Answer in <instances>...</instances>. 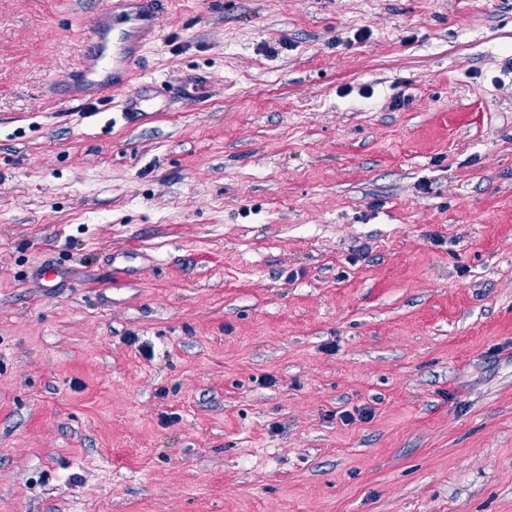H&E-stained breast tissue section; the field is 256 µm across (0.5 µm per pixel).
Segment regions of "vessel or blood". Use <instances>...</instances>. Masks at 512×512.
I'll list each match as a JSON object with an SVG mask.
<instances>
[{
    "label": "vessel or blood",
    "mask_w": 512,
    "mask_h": 512,
    "mask_svg": "<svg viewBox=\"0 0 512 512\" xmlns=\"http://www.w3.org/2000/svg\"><path fill=\"white\" fill-rule=\"evenodd\" d=\"M165 0H100L92 27L95 48L84 70L76 76L90 96L99 101L125 94L126 106L146 111L153 104L147 83H133L132 67L143 47L155 40Z\"/></svg>",
    "instance_id": "obj_1"
}]
</instances>
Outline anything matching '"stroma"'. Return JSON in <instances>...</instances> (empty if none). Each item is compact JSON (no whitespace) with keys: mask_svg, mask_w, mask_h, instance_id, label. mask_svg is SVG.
I'll return each mask as SVG.
<instances>
[{"mask_svg":"<svg viewBox=\"0 0 512 512\" xmlns=\"http://www.w3.org/2000/svg\"><path fill=\"white\" fill-rule=\"evenodd\" d=\"M97 12L0 0V512H512V0H167L131 120Z\"/></svg>","mask_w":512,"mask_h":512,"instance_id":"obj_1","label":"stroma"}]
</instances>
